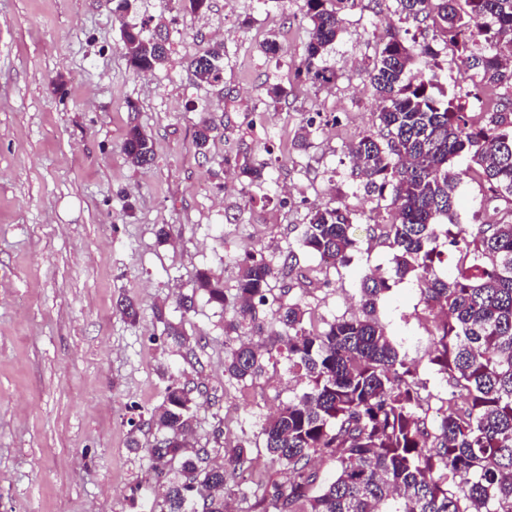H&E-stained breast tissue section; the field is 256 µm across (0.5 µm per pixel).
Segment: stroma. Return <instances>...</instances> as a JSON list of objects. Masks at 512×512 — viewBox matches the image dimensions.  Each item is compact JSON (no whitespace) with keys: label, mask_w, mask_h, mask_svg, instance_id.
<instances>
[{"label":"stroma","mask_w":512,"mask_h":512,"mask_svg":"<svg viewBox=\"0 0 512 512\" xmlns=\"http://www.w3.org/2000/svg\"><path fill=\"white\" fill-rule=\"evenodd\" d=\"M342 16L323 60L332 77L314 81L303 71L312 32L304 0H209L202 13L138 0L125 19L112 0H0V512H142L133 491L149 461L127 447L131 423L148 422L170 376L201 386L196 439L220 462L244 440L251 409L287 400L284 361L245 391L229 385L222 311L200 295L193 311L178 306L193 295L196 270L230 289L247 253L284 264L308 213L331 200L369 214L354 226L350 262L327 276L298 250L295 275L274 288L303 299L321 325L352 313L370 269H391L387 202L353 176L346 146L379 131L375 30L418 46L433 29L395 0H360ZM127 21L165 37L162 67L132 73L121 50ZM273 35L287 59L264 54ZM214 40L224 45L222 79L197 85L189 61ZM437 63L438 90L481 124L500 91L480 88L450 50ZM271 84L288 92L275 108ZM205 116L217 132L202 154L194 133ZM134 124L153 143L147 169L122 151ZM257 163L269 177L259 199L240 174ZM452 169L459 224L499 223L507 206L485 205L469 159ZM125 298L137 321L119 312ZM377 317L400 352L426 357L434 319L414 279L393 285ZM168 322L195 340V360L166 337Z\"/></svg>","instance_id":"stroma-1"}]
</instances>
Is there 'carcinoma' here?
Listing matches in <instances>:
<instances>
[{"instance_id": "carcinoma-1", "label": "carcinoma", "mask_w": 512, "mask_h": 512, "mask_svg": "<svg viewBox=\"0 0 512 512\" xmlns=\"http://www.w3.org/2000/svg\"><path fill=\"white\" fill-rule=\"evenodd\" d=\"M396 0L406 16L431 22L447 47L459 51L462 67L479 82L503 88L496 109L473 126L463 108L432 93L437 75L411 71L417 58L436 60V45L417 48L395 36L385 43L370 81L381 101L378 135L366 134L347 147L355 174L368 193H389L391 222L385 225L393 249L392 273L363 280L358 311L320 331L305 319L300 299L274 293L280 270L264 254L239 265L236 305L224 319V376L242 390L283 358L288 372L304 384L257 423L270 462L289 472L285 485L261 481L231 484L226 466L250 469L249 448L232 449L228 465L212 464L206 449L191 443L198 425L201 392L170 380L150 418L154 440L145 449L150 471L144 512H230L229 500H271L277 512H512V209L499 224L467 231L457 224L458 179L452 161L465 154L473 174L490 196L487 203L512 206V0ZM357 0H305L312 37L306 47V75L326 78L317 66L342 32L340 13ZM121 49L137 75L164 64V41L124 23ZM224 44L215 42L192 58L199 83L221 80ZM216 127L203 120L195 143L206 154ZM126 161L152 164V143L130 127ZM247 185L267 181L264 164L246 165ZM358 213L332 202L310 211L298 244L337 269L357 246ZM458 252L454 269L440 276L439 240ZM411 276L422 301L437 320L430 332L427 364L443 390L421 378L422 360L400 354L380 324L376 309L392 281ZM193 292L224 307V282L199 269ZM272 309L264 331L259 307ZM335 471L320 478V460ZM458 478L448 488V474Z\"/></svg>"}]
</instances>
